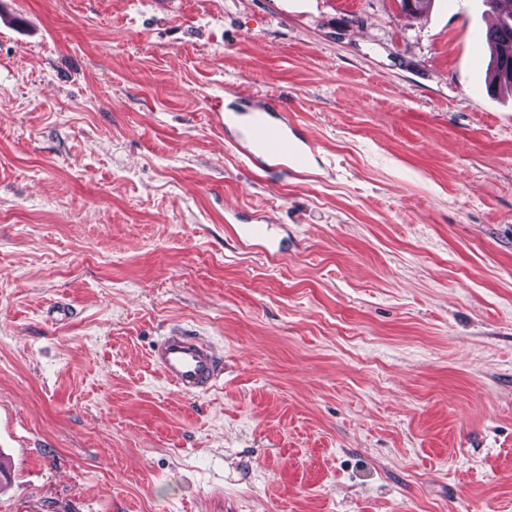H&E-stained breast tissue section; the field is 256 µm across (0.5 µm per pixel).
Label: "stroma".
<instances>
[{
	"instance_id": "stroma-1",
	"label": "stroma",
	"mask_w": 512,
	"mask_h": 512,
	"mask_svg": "<svg viewBox=\"0 0 512 512\" xmlns=\"http://www.w3.org/2000/svg\"><path fill=\"white\" fill-rule=\"evenodd\" d=\"M493 22L0 0V512H512V93L472 65ZM231 89L318 161L252 174ZM174 328L223 352L213 391L151 365ZM272 224H235L230 225L229 230L239 244L247 245L256 241L263 243L267 255L272 259H278L285 253L283 240L274 238L270 230Z\"/></svg>"
}]
</instances>
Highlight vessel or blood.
<instances>
[{"label":"vessel or blood","instance_id":"b4317fda","mask_svg":"<svg viewBox=\"0 0 512 512\" xmlns=\"http://www.w3.org/2000/svg\"><path fill=\"white\" fill-rule=\"evenodd\" d=\"M224 138L255 172L292 176L309 169L319 156L317 143L299 133L287 110L272 102L239 95L224 112ZM267 224H235L230 231L239 244L262 242L270 258L284 255L281 240ZM152 365L169 385L186 395L205 394L220 381V355L210 343L189 332H173L154 343Z\"/></svg>","mask_w":512,"mask_h":512}]
</instances>
